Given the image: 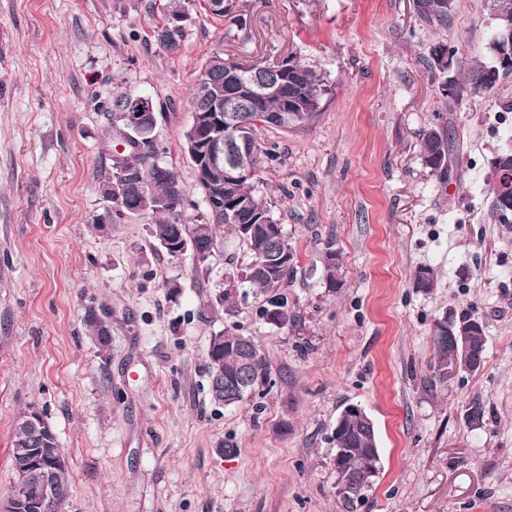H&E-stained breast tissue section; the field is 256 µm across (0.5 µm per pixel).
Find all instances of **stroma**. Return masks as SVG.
Segmentation results:
<instances>
[{
  "mask_svg": "<svg viewBox=\"0 0 512 512\" xmlns=\"http://www.w3.org/2000/svg\"><path fill=\"white\" fill-rule=\"evenodd\" d=\"M416 0H236L224 19L188 5L178 53L152 37L167 0H0V493L15 479V420L54 428L70 466L64 512H512V224L485 220L482 191L503 148L512 77L449 106L487 42V0H453L447 26H423ZM448 45V73L429 69ZM243 64L294 58L330 91L308 131L262 137L264 174L295 251L294 320L266 323L262 302L217 298L224 259L249 252L227 231L195 265L158 248L149 217H116L99 185L110 170L112 95L149 97L161 162L186 191L185 218L208 207L184 150L196 70L216 49ZM446 120L455 176L441 184L419 133ZM334 245L342 287L321 277ZM433 290L413 286L419 268ZM177 281L178 294L166 284ZM104 316L101 351L84 324ZM484 323L479 371L439 380L432 340L443 314ZM237 325L270 360L267 386L224 406L209 394L214 332ZM485 406L470 430L464 411ZM379 436L365 500L335 492L330 442L347 405ZM233 455H225V446ZM84 321L91 334L97 339L101 350H106L111 343L110 328L106 321L92 309L88 310Z\"/></svg>",
  "mask_w": 512,
  "mask_h": 512,
  "instance_id": "35a3bbf8",
  "label": "stroma"
}]
</instances>
